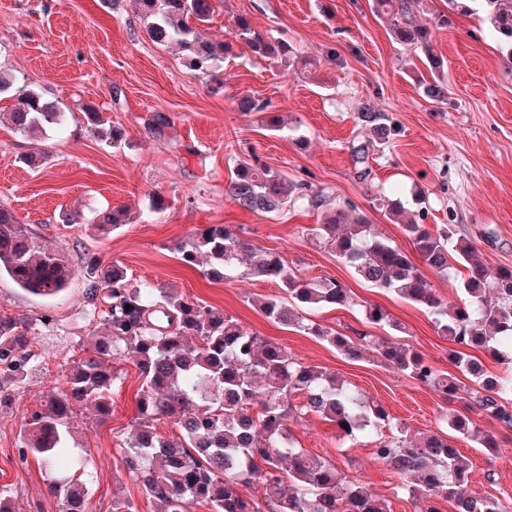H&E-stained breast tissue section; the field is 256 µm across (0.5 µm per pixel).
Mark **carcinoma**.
<instances>
[{"label":"carcinoma","mask_w":512,"mask_h":512,"mask_svg":"<svg viewBox=\"0 0 512 512\" xmlns=\"http://www.w3.org/2000/svg\"><path fill=\"white\" fill-rule=\"evenodd\" d=\"M146 23V34L156 45L175 44L186 65L220 82L219 63L242 41L252 51L288 68L312 63L298 58L285 40L260 33L245 14L234 17L231 32L220 42L202 38L222 0H133ZM423 0H372L373 11L390 21L393 39L422 49L432 70L444 65L434 55L432 31L413 21L414 4ZM507 55L512 57V0H479ZM17 101L9 122L23 134H45L62 127L70 108L50 99L0 69V95ZM240 112H263L269 104L252 95L236 100ZM87 128L97 140L113 148L123 141L122 130L97 107L84 104ZM370 137L356 149L363 163L369 147L389 142L395 129L381 113L365 106L357 113ZM150 134L168 135L173 121L157 109L143 118ZM239 208L277 214L290 202L324 208L323 220L308 234L329 245L336 257L376 288L425 307L438 333L459 346L450 359L475 386L464 388L457 379L442 375L407 344L360 335L353 339L324 327L301 310L353 304L349 290L335 279L305 280L270 252H258L224 227L211 225L177 246L188 266L202 256L210 258L213 279L236 277L274 281L282 296L265 297L256 306L269 319L304 331L358 360L374 348L379 356L416 382L433 386L447 397L463 392L469 404L512 428V376L487 377L471 351H486L512 363V269H492L474 258L473 244L453 227L432 232L418 220L404 225L412 252L374 232L364 216H354L348 202H332L308 194V185L288 178L259 157L237 164L234 179L224 187ZM124 225L122 212L97 209L86 224L90 230H116ZM420 263L440 276L459 264V304H448L423 275ZM89 311L88 321L100 320L105 333L78 340L86 356L68 364L63 386L45 403L26 413L20 430L22 459L33 455L48 474V490L58 512H88V485L93 479L86 456L72 444L71 419L75 407H84L98 420L112 414V393L119 375L112 362L130 356L142 378L141 393L131 435L120 444L124 468L142 484L157 512H190L195 504L209 512H388L382 495L360 479H347L329 461L295 446L289 432L292 407L288 398L304 395L301 410L334 423L345 436L376 429L388 414L378 404L363 400L336 376L297 362L282 346L224 314L211 305L174 295L147 281L128 279L118 264L104 266L89 259L83 266ZM8 277L23 291L44 299L60 295L75 276V268L50 238L22 224L0 205V277ZM366 320L390 324L378 306L365 307ZM29 324L0 310V394L18 391L26 379L45 364L30 348ZM168 419L179 433L167 438L157 422ZM447 426L483 448L500 447L497 436L456 415ZM373 458L401 479L414 480L411 492L428 500L442 498L453 512H506L501 499L479 495L470 487L471 463L439 432L414 441L404 436L383 438L372 449ZM256 488L245 497L238 486Z\"/></svg>","instance_id":"cac0c4a2"}]
</instances>
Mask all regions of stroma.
I'll use <instances>...</instances> for the list:
<instances>
[{"instance_id":"stroma-1","label":"stroma","mask_w":512,"mask_h":512,"mask_svg":"<svg viewBox=\"0 0 512 512\" xmlns=\"http://www.w3.org/2000/svg\"><path fill=\"white\" fill-rule=\"evenodd\" d=\"M248 14L265 36L287 40L303 56L319 60L311 78L255 56L245 44L225 60L224 87L186 67L176 46L152 43L130 0L117 9L102 0H0V67L76 110L95 104L124 133L113 149L85 128L83 116L69 119L65 131L24 136L0 122V205L21 223L42 231L73 265L83 255L103 264L118 263L128 277L161 285L181 296L223 309L260 336L278 343L299 363L335 374L364 397L380 403L397 430L421 437L441 428L444 414L472 415L476 427L497 433V451L453 438L470 459L471 487L512 504V431L472 413L464 400H446L388 365L376 351L350 360L315 337L266 318L257 299L279 294L277 283L238 278L214 281L202 266H185L174 250L195 229L218 224L256 248L279 254L298 276L336 279L349 288L350 307L323 308L313 321L343 335L369 334L405 343L421 352L438 372L455 374L454 343L439 336L431 315L394 293L358 279L327 246L307 236L322 210L297 203L277 214L240 209L224 193L238 160L257 153L289 178L350 202L366 214L377 232L402 249L410 243L403 226L420 214L429 229L448 224L474 243L485 265L512 267V58L478 8L459 13L448 0H428L415 20L433 27V46L443 58L447 90L443 102L425 94L434 76L421 51L395 43L386 20L369 0H223L202 30L225 39L233 15ZM446 26H437L438 15ZM271 104L288 128L272 134L260 113L236 108L239 95ZM385 113L397 129L389 143L371 148L366 164L354 150L366 136L357 119L361 105ZM169 112L170 140L149 134L142 119L154 109ZM45 154L39 168L20 156ZM166 199L160 213L148 210L154 195ZM397 195L401 216L388 215L384 201ZM128 210L131 221L108 234L64 227L60 212L89 213L104 205ZM377 304L397 329L368 323L363 308ZM85 280L75 275L62 297L45 300L25 294L0 278V310L27 320L39 334L32 349L48 372L31 377L21 392L0 404V492L10 494L16 512H57L35 459L19 457V431L27 409L55 388L79 338L103 333L86 326ZM116 367L120 389L112 414L103 422L76 411L72 426L90 454L96 479L88 492L89 512H113L114 500L133 503L136 512H155L141 484L126 473L119 445L131 430L141 379L135 362ZM297 447L322 457L350 479H361L385 496L390 512H424L423 499L401 488L400 478L374 459L373 436H342L321 416L310 413L289 425Z\"/></svg>"}]
</instances>
